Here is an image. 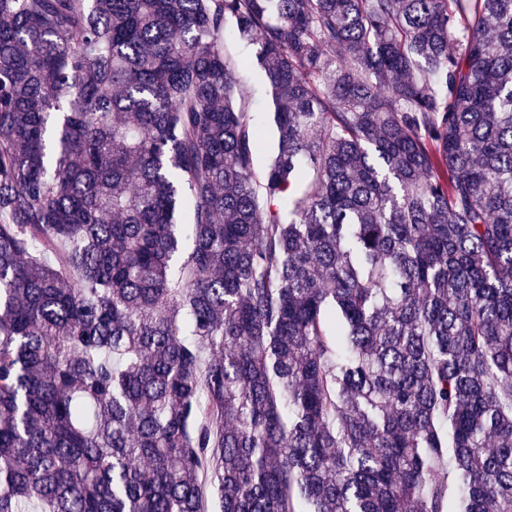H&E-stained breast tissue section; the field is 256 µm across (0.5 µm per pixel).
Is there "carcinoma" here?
<instances>
[{"mask_svg":"<svg viewBox=\"0 0 512 512\" xmlns=\"http://www.w3.org/2000/svg\"><path fill=\"white\" fill-rule=\"evenodd\" d=\"M450 479L512 512V0H0V512ZM240 78L254 113L255 122L266 140V148L257 155L255 160L256 175L261 177L270 161L273 149V101L269 83L262 72L246 69L240 72Z\"/></svg>","mask_w":512,"mask_h":512,"instance_id":"cac0c4a2","label":"carcinoma"}]
</instances>
